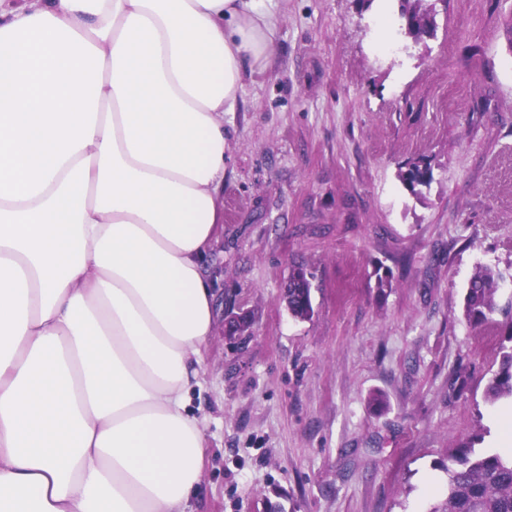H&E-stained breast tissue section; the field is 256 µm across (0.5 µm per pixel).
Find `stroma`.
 <instances>
[{
	"mask_svg": "<svg viewBox=\"0 0 512 512\" xmlns=\"http://www.w3.org/2000/svg\"><path fill=\"white\" fill-rule=\"evenodd\" d=\"M260 6L267 57L224 115L192 512H430L449 451L512 437V400L486 396L512 326V0H438L423 47L377 0ZM419 160L421 198L398 177ZM299 265L308 320L281 298ZM484 266L504 280L474 328L463 291Z\"/></svg>",
	"mask_w": 512,
	"mask_h": 512,
	"instance_id": "35a3bbf8",
	"label": "stroma"
}]
</instances>
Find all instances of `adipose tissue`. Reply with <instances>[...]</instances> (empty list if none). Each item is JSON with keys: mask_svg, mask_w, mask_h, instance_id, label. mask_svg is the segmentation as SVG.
Returning a JSON list of instances; mask_svg holds the SVG:
<instances>
[{"mask_svg": "<svg viewBox=\"0 0 512 512\" xmlns=\"http://www.w3.org/2000/svg\"><path fill=\"white\" fill-rule=\"evenodd\" d=\"M257 0H0V512H186Z\"/></svg>", "mask_w": 512, "mask_h": 512, "instance_id": "ef3b65f1", "label": "adipose tissue"}]
</instances>
